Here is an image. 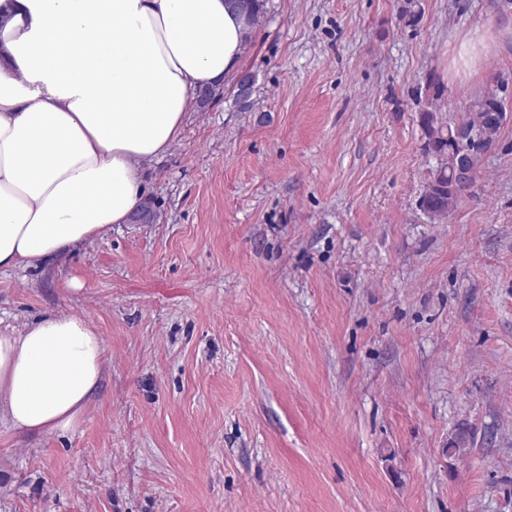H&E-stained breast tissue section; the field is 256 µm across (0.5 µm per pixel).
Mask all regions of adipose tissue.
<instances>
[{
  "label": "adipose tissue",
  "instance_id": "obj_1",
  "mask_svg": "<svg viewBox=\"0 0 512 512\" xmlns=\"http://www.w3.org/2000/svg\"><path fill=\"white\" fill-rule=\"evenodd\" d=\"M248 29L231 0H0V270L57 258L128 223L142 162L179 139L197 92L235 73ZM512 39H462L458 75ZM77 314L0 333V423L73 430L103 376Z\"/></svg>",
  "mask_w": 512,
  "mask_h": 512
}]
</instances>
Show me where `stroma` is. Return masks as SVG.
Segmentation results:
<instances>
[{"instance_id":"obj_1","label":"stroma","mask_w":512,"mask_h":512,"mask_svg":"<svg viewBox=\"0 0 512 512\" xmlns=\"http://www.w3.org/2000/svg\"><path fill=\"white\" fill-rule=\"evenodd\" d=\"M512 0H265L239 73L144 163L151 224L0 271V331L105 343L76 429L0 426V512H512ZM506 119L447 218L443 124ZM473 441L446 448L459 427ZM511 39L512 21L500 28L496 34L475 32L462 39L455 47L451 69L456 76L461 74L465 77L470 76L476 72L484 53H487L493 46L498 48L499 42ZM474 112H477L476 117L469 118L459 123L460 125L449 124L448 130L445 131L443 126L438 125L435 109L425 108L421 110L420 125L426 138L425 147L427 151L438 156L450 155L439 166L448 170H444L443 174L439 176V169H436L430 181L431 187L425 189L419 202V206L423 211L427 214L428 211L433 212L438 219L448 217V214L455 208L463 192L468 190L473 184L472 181L476 171L469 162V157L472 155V151H474V149H471V146L479 144L483 139L481 130L478 128H474L469 132L460 128H454L452 137L457 140H464L466 149L453 152L456 150L457 144L452 137H448L450 135L449 128L452 129L457 125L471 128L481 126L486 132L487 141L494 143L503 125L506 110L496 98L492 97L480 101L476 105ZM485 116H488L487 121H491V124L486 123L483 119ZM448 176L459 183L472 184L465 188L460 187L451 179H448Z\"/></svg>"}]
</instances>
